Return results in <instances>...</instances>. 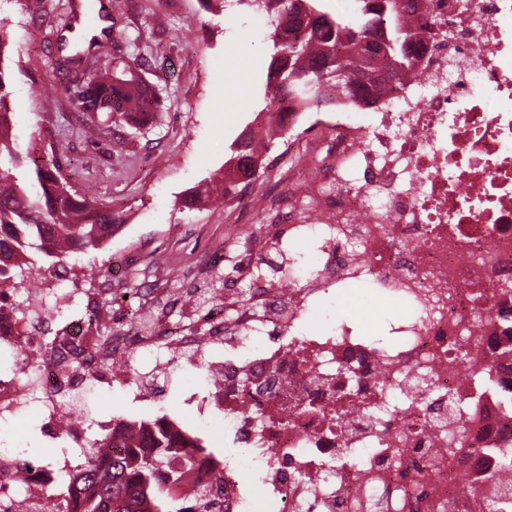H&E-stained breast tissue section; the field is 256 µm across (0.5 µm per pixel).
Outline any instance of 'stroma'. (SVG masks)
Here are the masks:
<instances>
[{
  "mask_svg": "<svg viewBox=\"0 0 512 512\" xmlns=\"http://www.w3.org/2000/svg\"><path fill=\"white\" fill-rule=\"evenodd\" d=\"M98 2L0 0L11 34L4 67L12 132L31 156L58 160L80 193L104 199L125 221L101 251L79 258L85 287L156 258L169 283L187 288L195 281L194 261L223 263L225 247L234 242L224 211L239 199L215 196L200 211L184 208L181 200L190 187L221 170L231 144L262 109L272 26L266 16L235 6L215 16L198 0H124L118 20L137 35V47L119 48L107 40L71 61L59 49L63 7L86 9ZM135 50L150 61L148 79L164 99L155 125L134 133L116 119L106 137L96 125L77 122L73 93L89 70L109 67L113 57ZM395 315L387 301L359 313L329 295L314 304L303 329L309 333L353 316L364 335L384 337ZM223 355V347L205 345L193 361L176 360L172 371L151 376L146 403L130 404L118 393L87 386V437L101 436L102 422L116 414L190 415L187 392L205 396L204 369ZM27 422L22 447L29 457L51 460L61 443L38 406L30 407Z\"/></svg>",
  "mask_w": 512,
  "mask_h": 512,
  "instance_id": "obj_1",
  "label": "stroma"
}]
</instances>
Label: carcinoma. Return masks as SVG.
I'll list each match as a JSON object with an SVG mask.
<instances>
[{
	"label": "carcinoma",
	"instance_id": "obj_1",
	"mask_svg": "<svg viewBox=\"0 0 512 512\" xmlns=\"http://www.w3.org/2000/svg\"><path fill=\"white\" fill-rule=\"evenodd\" d=\"M257 13L276 8L272 20V52L266 72V89L273 92L264 111L274 116L279 98L306 107L334 103L338 97L366 102L384 94L386 84L374 82L373 73L393 79L407 69L422 48L423 22L413 26L406 14L425 3L417 0H354L345 18L326 8V0H236ZM345 49V62L352 66L351 83L336 82L327 75L336 70L337 49ZM146 65L135 56L118 58L112 71L91 73L76 90V102L86 121L96 123L98 113L157 111L159 93L150 85ZM7 83L0 70V272L11 267L14 256L23 257L15 267L16 277L25 278L49 263L64 268L78 254L98 251L112 238L119 223L112 207L92 201L62 179L58 161L41 165L25 155L12 135L6 108ZM252 131L246 149L235 142L222 173L184 197L185 206L202 205L213 192L226 195L237 190V177L251 179L263 168L268 143L257 142ZM231 271L242 273L251 264L262 270L264 258L252 249L232 253ZM226 274L214 271L209 282L186 289L196 309L205 310L221 297ZM107 441L103 435L88 443L85 486L78 512H170L169 492L155 481L156 472L169 465L168 439L157 430L150 433L152 451H132L110 460L96 458L95 449ZM463 436L448 442V456L465 465L469 449Z\"/></svg>",
	"mask_w": 512,
	"mask_h": 512
}]
</instances>
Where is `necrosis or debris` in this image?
I'll list each match as a JSON object with an SVG mask.
<instances>
[{"label": "necrosis or debris", "mask_w": 512, "mask_h": 512, "mask_svg": "<svg viewBox=\"0 0 512 512\" xmlns=\"http://www.w3.org/2000/svg\"><path fill=\"white\" fill-rule=\"evenodd\" d=\"M428 34L376 105L339 99L310 155L290 154L281 170L288 190L268 200L261 233L274 238L284 222L289 242L320 240L314 275L285 288L257 282L262 311L233 323L204 316L169 346L223 345L207 402L253 453L273 512H486L497 491L489 451L512 446V0H429ZM366 283L402 311L395 347L347 324L298 334L322 295L352 297ZM111 291L102 280L83 296L86 315L47 341L18 318L14 289L0 290V349L15 358L0 377V426L21 433L34 401L56 426L89 379L144 397L146 371L125 353L159 349L166 315L155 313L149 333L133 322L101 336L89 313ZM469 359L501 363L495 385ZM460 428L472 452L463 467L448 456ZM65 436L72 452L48 463L0 451V499L76 512L85 430L74 423ZM213 483L211 512H254L251 488L210 451L170 493L182 512H199L197 492Z\"/></svg>", "instance_id": "necrosis-or-debris-1"}]
</instances>
